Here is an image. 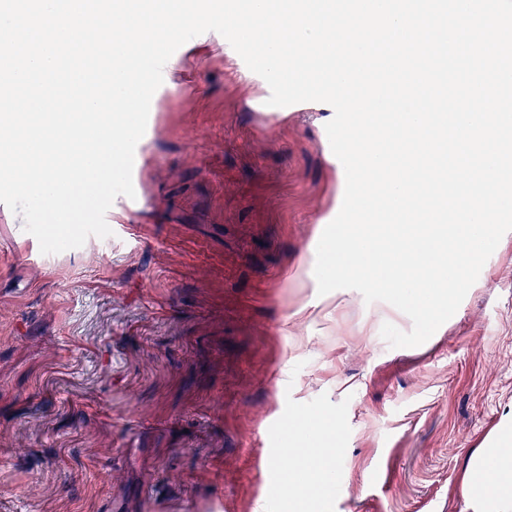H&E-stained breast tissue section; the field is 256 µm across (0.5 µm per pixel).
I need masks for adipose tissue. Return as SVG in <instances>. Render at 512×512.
<instances>
[{"mask_svg": "<svg viewBox=\"0 0 512 512\" xmlns=\"http://www.w3.org/2000/svg\"><path fill=\"white\" fill-rule=\"evenodd\" d=\"M462 490L475 512H512V428L470 458Z\"/></svg>", "mask_w": 512, "mask_h": 512, "instance_id": "adipose-tissue-1", "label": "adipose tissue"}]
</instances>
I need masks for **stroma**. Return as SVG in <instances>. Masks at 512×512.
I'll return each mask as SVG.
<instances>
[{"instance_id":"1","label":"stroma","mask_w":512,"mask_h":512,"mask_svg":"<svg viewBox=\"0 0 512 512\" xmlns=\"http://www.w3.org/2000/svg\"><path fill=\"white\" fill-rule=\"evenodd\" d=\"M266 87L217 32L183 46L136 157L137 235L44 255L0 213V512H276L319 448L335 473L300 512H474L464 467L512 421V231L428 341L390 347L408 316L317 289L333 114L267 124Z\"/></svg>"}]
</instances>
